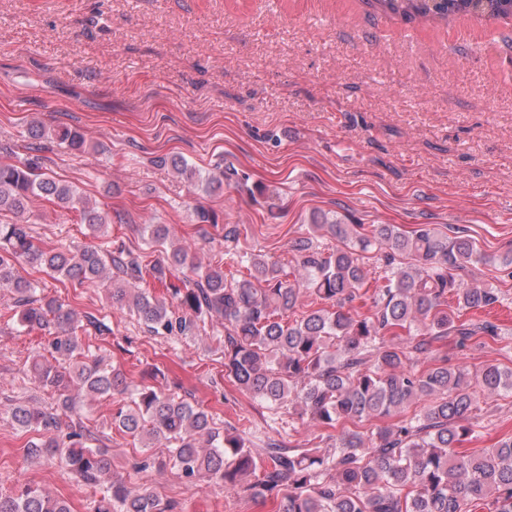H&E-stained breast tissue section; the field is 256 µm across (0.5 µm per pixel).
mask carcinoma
<instances>
[{
  "instance_id": "1",
  "label": "carcinoma",
  "mask_w": 512,
  "mask_h": 512,
  "mask_svg": "<svg viewBox=\"0 0 512 512\" xmlns=\"http://www.w3.org/2000/svg\"><path fill=\"white\" fill-rule=\"evenodd\" d=\"M391 18L447 25L462 17L485 21L512 18V0H365ZM46 131L31 128L23 155L0 162V212L22 215L35 198L75 213L94 232L107 229L108 214L76 186L47 172ZM69 150H86L84 135L69 125L51 132ZM168 160L161 159V162ZM168 162L188 180L200 177L182 157ZM150 236L170 244L167 260L146 261L117 247L45 251L27 224H0V289L13 294L18 323L52 334L56 364L33 355L31 370L57 393L49 406L17 404L11 419L23 430L42 433L27 454L57 460L78 481L102 488L95 512H174L144 485L137 490L112 473L105 448L86 446L90 429L80 411L85 401L129 395L112 412L111 425L143 448H165L182 477H200L240 490L253 499H280L279 512H512V436L478 454L457 445L473 436L480 399L512 391V369L486 364L475 373L441 363L417 372L413 364L433 355L435 344L455 336L459 348L482 346L499 336L489 320L467 317L493 308L499 289L481 284L473 271L490 263L476 243L450 237L432 224L403 231L378 224L368 231L318 212L309 235L291 245L293 265L285 270L260 254L236 256L248 276L227 278L220 266L194 262L183 246L171 244L166 224L147 225ZM336 239L325 252L314 238ZM383 275L370 283L366 261ZM28 264L80 284L109 281V297L156 336H183L204 315L224 322V375L253 398L325 429L372 419L386 425L371 432L346 430L328 448H287L270 441L259 456L252 433L213 426L202 404L155 386L134 387L125 373L96 354L83 353L74 310L37 296V286L16 272ZM190 268L193 276H179ZM152 283L163 296L128 282ZM315 307L296 313L300 295ZM406 335L403 344L394 337ZM425 405L412 416L403 411ZM0 512H72L61 498L30 484L13 496L0 495Z\"/></svg>"
}]
</instances>
